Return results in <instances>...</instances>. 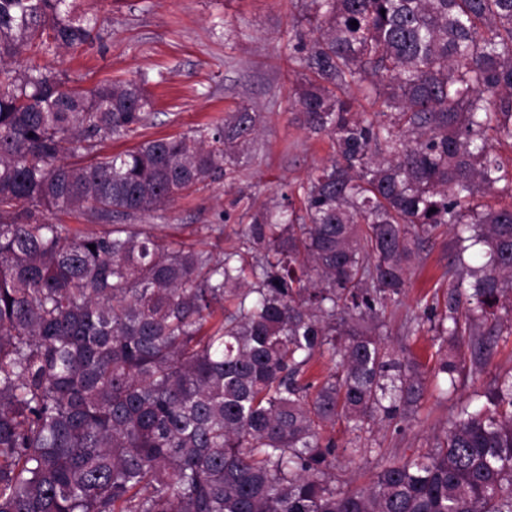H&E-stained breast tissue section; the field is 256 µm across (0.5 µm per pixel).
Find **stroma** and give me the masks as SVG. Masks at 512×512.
<instances>
[{
    "mask_svg": "<svg viewBox=\"0 0 512 512\" xmlns=\"http://www.w3.org/2000/svg\"><path fill=\"white\" fill-rule=\"evenodd\" d=\"M77 13L97 14L102 44L47 55L23 54L21 66L49 67L73 85L90 88L116 79L148 75L153 108L148 120L126 138L109 140L98 154L112 155L138 143L194 131L246 105L261 117L260 131L228 178L199 185L166 209L141 216L197 249L222 257L252 215L281 194L296 193L331 154L328 137L309 134L295 110L303 70L299 29L301 0H74ZM223 235H216V227ZM444 232L410 270L397 305L387 312V343L404 349L421 370L433 365L431 335L406 336L409 313L448 286V244ZM512 370V336L499 340L482 371L470 373L454 395L428 382L415 416L402 427L384 426L370 438L371 450L351 453V434L337 424L341 450L336 472L350 489L363 488L382 458L408 457L443 433L457 406L467 403L496 375Z\"/></svg>",
    "mask_w": 512,
    "mask_h": 512,
    "instance_id": "stroma-1",
    "label": "stroma"
}]
</instances>
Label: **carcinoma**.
Instances as JSON below:
<instances>
[{
  "instance_id": "obj_1",
  "label": "carcinoma",
  "mask_w": 512,
  "mask_h": 512,
  "mask_svg": "<svg viewBox=\"0 0 512 512\" xmlns=\"http://www.w3.org/2000/svg\"><path fill=\"white\" fill-rule=\"evenodd\" d=\"M296 24V106L333 156L299 210L256 213L216 259L112 219L227 170L259 114L70 165L143 125L145 79L84 89L10 67L102 33L68 0H0V512H512V375L364 491L338 488L322 435L415 413L424 374L380 328L442 228L457 233L423 309L433 376L455 391L512 336V204L484 202L512 199V0H306ZM61 210L111 228L73 234L48 222Z\"/></svg>"
}]
</instances>
